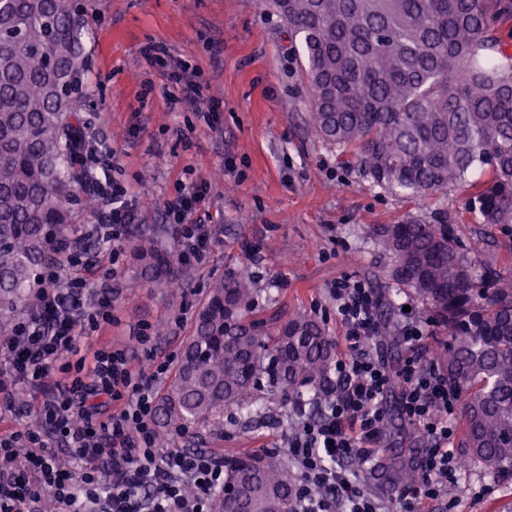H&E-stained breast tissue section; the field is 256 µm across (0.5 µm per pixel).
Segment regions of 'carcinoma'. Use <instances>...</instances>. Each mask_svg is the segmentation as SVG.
<instances>
[{"instance_id":"cac0c4a2","label":"carcinoma","mask_w":512,"mask_h":512,"mask_svg":"<svg viewBox=\"0 0 512 512\" xmlns=\"http://www.w3.org/2000/svg\"><path fill=\"white\" fill-rule=\"evenodd\" d=\"M305 57L310 120L372 184L425 197L459 184L485 224H512V46L496 35L512 0H274ZM82 0H0V342L33 310L40 274L100 247L98 224L71 222L101 176L84 111ZM478 177H472L475 168ZM390 276L448 337L440 368L459 394L467 460L512 474V271L462 251L444 218L377 224ZM131 284L165 288L185 267L160 231L129 240ZM336 343L314 318L259 308L240 271L210 288L160 400L165 433L257 414L269 373L287 397L331 391ZM395 488L418 473L400 457ZM297 475L276 453L224 454L214 512H295Z\"/></svg>"}]
</instances>
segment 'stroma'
<instances>
[{
  "label": "stroma",
  "mask_w": 512,
  "mask_h": 512,
  "mask_svg": "<svg viewBox=\"0 0 512 512\" xmlns=\"http://www.w3.org/2000/svg\"><path fill=\"white\" fill-rule=\"evenodd\" d=\"M88 35L83 41L89 72L85 93L93 109L91 165L127 191L137 207L135 224L167 227L164 201L179 186L213 181L198 208L213 248L209 262L188 270L178 288L130 287V257L87 254L77 274L87 291L116 280L112 322L83 341L92 359L104 345L127 349L134 366L145 363L136 342L158 333V345L178 354L194 313L213 283L230 270L247 268L261 300L316 318L333 337L342 328L330 289L336 279L368 282L379 299L386 341L374 345L390 371L407 349L396 334L404 321L427 322L428 311L411 291L388 275L391 260L368 228L408 217H450L464 248L480 245L481 259L512 268V226L483 223L468 188L409 199L373 186L320 139L309 124V94L299 45L273 0H86ZM167 47L173 63L197 68L202 98L185 96L166 72L149 65L144 50ZM257 416L225 410L221 425L195 430L177 445L214 453L262 454L287 446L288 409L275 387L259 392ZM387 394L389 420L377 467L361 478L394 512L399 489L381 478V465L402 454L411 458L417 435ZM449 449L459 460L452 488L456 512H512V478L464 464L461 439Z\"/></svg>",
  "instance_id": "1"
}]
</instances>
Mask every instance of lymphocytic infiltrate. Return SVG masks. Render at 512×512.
Instances as JSON below:
<instances>
[{
    "instance_id": "lymphocytic-infiltrate-1",
    "label": "lymphocytic infiltrate",
    "mask_w": 512,
    "mask_h": 512,
    "mask_svg": "<svg viewBox=\"0 0 512 512\" xmlns=\"http://www.w3.org/2000/svg\"><path fill=\"white\" fill-rule=\"evenodd\" d=\"M206 194V185L195 183L164 205L188 268L211 256V233L197 218ZM134 215L126 190L113 185L111 228L103 233L112 257L124 252ZM43 281L32 314L0 343V376L9 378L0 383V417L16 410L23 393L37 394L42 417L38 430L0 435V512H41L48 499L56 512H211L214 496L224 489L223 456L157 445L159 385L171 357L137 369L127 350L103 347L92 366L76 364L65 386L48 388L55 363L77 354L85 331L111 323L113 289L104 285L85 298L84 281H61L55 268L44 271ZM331 295L343 328L333 365L336 392L317 419L307 417L302 404L292 406L297 424L286 452L297 468V512H382V501L345 464L374 459L384 431V399L394 386L425 443L416 460L419 479L400 496L401 512H426L439 500L453 512L448 489L458 481L457 464L448 445L459 396L440 372L422 364V327H401L411 353L390 375L372 348L380 329L374 289L341 279ZM188 484L194 494L185 493Z\"/></svg>"
}]
</instances>
